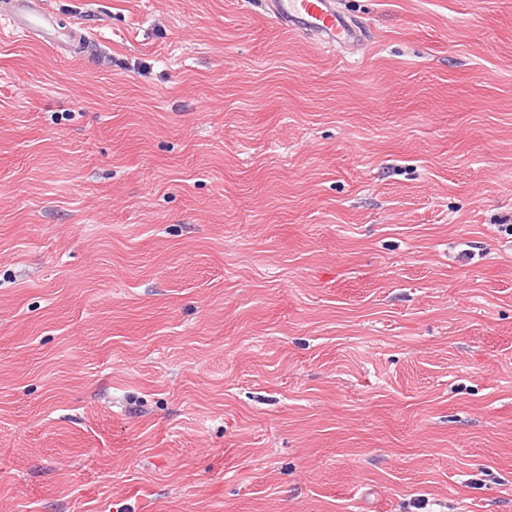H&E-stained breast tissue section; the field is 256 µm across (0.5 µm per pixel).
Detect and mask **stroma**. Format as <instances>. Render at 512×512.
Here are the masks:
<instances>
[{"instance_id":"stroma-1","label":"stroma","mask_w":512,"mask_h":512,"mask_svg":"<svg viewBox=\"0 0 512 512\" xmlns=\"http://www.w3.org/2000/svg\"><path fill=\"white\" fill-rule=\"evenodd\" d=\"M341 2L0 38V512H512V0ZM267 14L288 31L315 33L325 48L362 44V31L336 9L334 0H265Z\"/></svg>"}]
</instances>
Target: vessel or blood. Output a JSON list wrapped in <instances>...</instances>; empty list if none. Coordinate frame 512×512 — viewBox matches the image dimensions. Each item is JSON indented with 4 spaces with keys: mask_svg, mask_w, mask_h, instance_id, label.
Segmentation results:
<instances>
[{
    "mask_svg": "<svg viewBox=\"0 0 512 512\" xmlns=\"http://www.w3.org/2000/svg\"><path fill=\"white\" fill-rule=\"evenodd\" d=\"M41 0H7L4 13L9 34L49 46L67 56H85L95 46L89 36H75L60 30L51 14L40 7ZM267 13L288 31L316 34L320 44L331 49L360 46L362 32L337 10L335 0H265Z\"/></svg>",
    "mask_w": 512,
    "mask_h": 512,
    "instance_id": "1",
    "label": "vessel or blood"
}]
</instances>
